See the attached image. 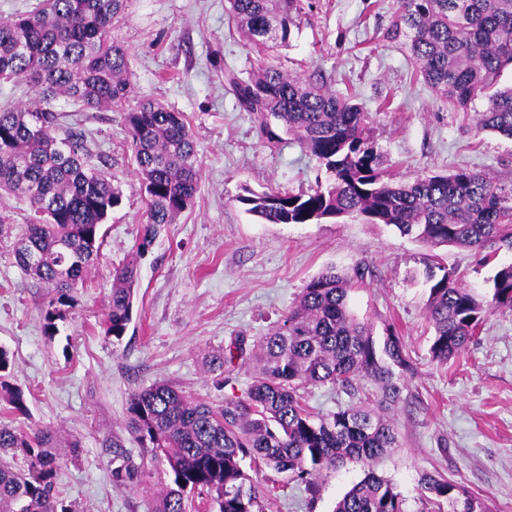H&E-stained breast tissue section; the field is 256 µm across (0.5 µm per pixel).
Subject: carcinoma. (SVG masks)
Masks as SVG:
<instances>
[{"mask_svg":"<svg viewBox=\"0 0 512 512\" xmlns=\"http://www.w3.org/2000/svg\"><path fill=\"white\" fill-rule=\"evenodd\" d=\"M125 0H39L33 9L0 18V80L36 89L30 106L0 108V194L28 201L30 223L12 243L16 265L32 280L53 289L44 313L47 334L72 307L71 292L85 284L100 257L101 227L120 206L112 180L87 165L84 132L59 136L64 113L56 100L83 108L119 107L131 94L126 49L112 38V21ZM228 14L260 50L269 40L287 44L310 0H228ZM405 39L415 75L448 105L463 112L478 98L480 131L512 139V86L499 88L512 68V0H399L386 31ZM224 82L243 112L257 115L266 143L289 135L324 165L333 180L307 194L244 188L237 202L266 224H317L358 214L368 224L394 226L431 248H467L484 264L512 253V174L493 178L468 168L449 174L399 178L382 168L366 133L368 113L350 98L311 77L264 63L243 79L233 71ZM132 133L135 173L145 193L146 224L137 253L147 251L158 227L171 224L194 202L201 178L197 145L184 113L152 101L126 112ZM364 267L350 273L329 269L304 288L297 305L269 333L246 349L243 337L209 357V368L232 371L234 361H255L256 372L241 398L219 406L194 400L167 383H155L129 398L127 429L139 445L136 464L123 441L112 448L113 480L148 491L151 512H191L195 497L213 512H264L261 495L244 469L250 459L315 492L324 473L347 461L367 473L334 512H409L406 499L372 463L399 447L397 430L384 411L399 400L410 356L395 327L383 343L349 306V292L361 286ZM427 320L433 328L429 355L447 363L459 358L485 317L512 310V262L493 276L491 298L482 301L438 263L426 265ZM139 279L136 259L117 266L104 322L117 341L132 319ZM13 360L0 347V405L12 415L28 414L24 391L9 380ZM366 378L375 386L372 406L327 414L314 412L301 390L331 384L345 390ZM51 429L26 432L0 421V512H73L55 493L57 449ZM20 453L27 469L3 459ZM165 478L155 481L157 464ZM429 506L442 512H489L467 489L441 476L420 479Z\"/></svg>","mask_w":512,"mask_h":512,"instance_id":"cac0c4a2","label":"carcinoma"}]
</instances>
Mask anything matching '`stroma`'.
<instances>
[{
    "mask_svg": "<svg viewBox=\"0 0 512 512\" xmlns=\"http://www.w3.org/2000/svg\"><path fill=\"white\" fill-rule=\"evenodd\" d=\"M287 45L269 49L270 62L311 76L350 96L370 117L369 135L388 171L403 178L467 167L498 177L512 171V140L481 132L471 114L451 108L414 77L405 42L385 37L397 0H313ZM227 0H127L112 24L133 73L134 99H151L184 113L201 168L192 207L159 231L144 255L137 245L146 222L141 182L134 173L132 137L117 108L83 109L59 101L65 126L85 131L89 165L104 171L122 203L103 226L101 256L56 334L43 329L49 289L16 265L0 241V347L14 359L12 381L29 412L15 425L51 428L75 438L59 451L56 487L73 512H150L149 494L112 478L111 449L127 431V403L138 389L165 382L192 398L221 404L242 396L252 368L209 371L208 355L236 337L253 342L299 300L306 284L329 268L366 269L349 296L352 311L372 323L375 337L395 324L414 373L387 415L398 448L375 468L419 512V478L433 473L465 486L491 512H512V310L489 314L475 342L445 364L429 357L431 328L422 271L434 261L477 296L487 295L494 266L452 246L431 248L391 226L356 217L317 224H264L245 212L244 188L310 192L329 175L298 144L269 147L257 120L240 111L224 82L226 71L249 77L260 65L227 12ZM136 259L140 275L132 321L121 341L101 327L112 270ZM307 386L318 413L347 408L372 391ZM365 475L349 462L328 473L316 493L262 468L254 473L265 512H333Z\"/></svg>",
    "mask_w": 512,
    "mask_h": 512,
    "instance_id": "1",
    "label": "stroma"
}]
</instances>
